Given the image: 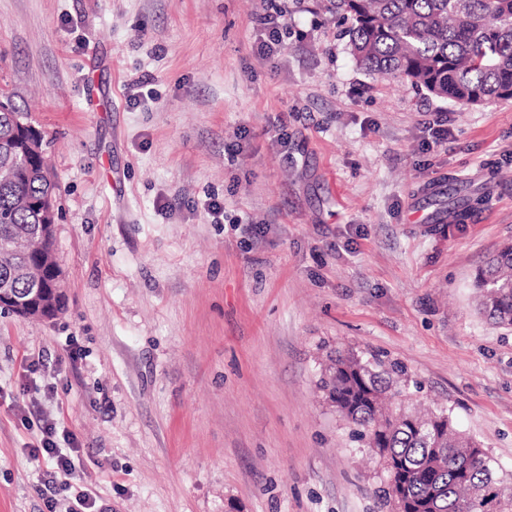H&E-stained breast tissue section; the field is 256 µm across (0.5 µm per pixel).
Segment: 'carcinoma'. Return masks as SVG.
Listing matches in <instances>:
<instances>
[{"mask_svg": "<svg viewBox=\"0 0 512 512\" xmlns=\"http://www.w3.org/2000/svg\"><path fill=\"white\" fill-rule=\"evenodd\" d=\"M346 25L357 65L463 105L512 99V0H325ZM28 113L0 91V283L20 294L53 287L41 263L52 241H40L42 203L57 185L39 162L21 166L10 150ZM29 242L27 252L12 250ZM478 312L512 327V246L474 276ZM325 399L344 417L351 439L382 463V504L394 512H512L507 485L482 445L462 436L453 412L405 407L418 382L378 354L336 352L319 378Z\"/></svg>", "mask_w": 512, "mask_h": 512, "instance_id": "1", "label": "carcinoma"}]
</instances>
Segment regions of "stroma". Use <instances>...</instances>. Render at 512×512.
I'll list each match as a JSON object with an SVG mask.
<instances>
[{
    "label": "stroma",
    "mask_w": 512,
    "mask_h": 512,
    "mask_svg": "<svg viewBox=\"0 0 512 512\" xmlns=\"http://www.w3.org/2000/svg\"><path fill=\"white\" fill-rule=\"evenodd\" d=\"M0 84L44 134L66 296L0 313V512H48L47 422L67 497L112 512H383L316 387L339 350L512 473V328L472 288L512 245V99L359 69L321 0H0ZM56 433V425L47 424L44 427L42 448H35V456L46 454L47 461L52 464L51 470L48 472V479L45 480L44 486L46 491L52 492L54 495L59 491H65L70 487V478L76 470L75 457H77L78 448H59L56 446L52 438Z\"/></svg>",
    "instance_id": "35a3bbf8"
}]
</instances>
